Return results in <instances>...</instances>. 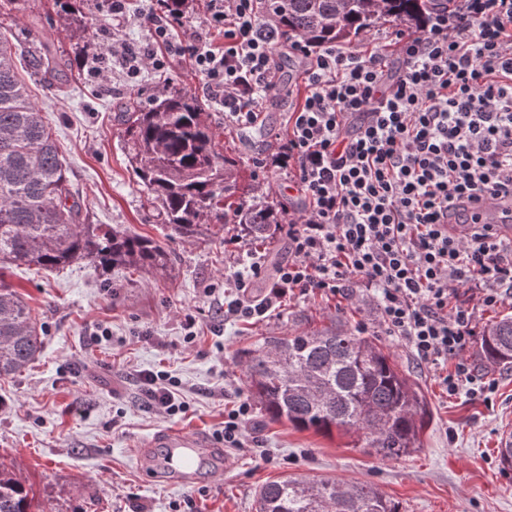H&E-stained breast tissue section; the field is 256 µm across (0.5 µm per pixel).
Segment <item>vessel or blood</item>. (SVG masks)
<instances>
[{
  "label": "vessel or blood",
  "instance_id": "b4317fda",
  "mask_svg": "<svg viewBox=\"0 0 512 512\" xmlns=\"http://www.w3.org/2000/svg\"><path fill=\"white\" fill-rule=\"evenodd\" d=\"M216 454V448L202 435L175 428L158 430L135 451L139 469L162 472L170 481L185 487L203 478L215 479L221 473Z\"/></svg>",
  "mask_w": 512,
  "mask_h": 512
}]
</instances>
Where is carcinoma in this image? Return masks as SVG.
I'll list each match as a JSON object with an SVG mask.
<instances>
[{
    "instance_id": "1",
    "label": "carcinoma",
    "mask_w": 512,
    "mask_h": 512,
    "mask_svg": "<svg viewBox=\"0 0 512 512\" xmlns=\"http://www.w3.org/2000/svg\"><path fill=\"white\" fill-rule=\"evenodd\" d=\"M438 0H258L272 18L276 42L302 38L314 46L358 39L381 21L415 26ZM70 37L87 22L69 5ZM43 85L61 88L72 71L62 56L40 47L25 59ZM134 173L172 234L200 238L214 226L240 224L266 240L288 222L286 209L250 186L236 164L216 150L215 133L198 98L165 91L152 105H128L120 116ZM87 260L109 273L118 267L162 274L170 254L152 238L106 224H88L71 189L63 151L19 78L14 52L0 36V275L13 266L63 269ZM43 332L23 297L0 279V377L16 375L40 353ZM486 363L512 367V316L480 335ZM235 363L272 422L330 434H357L361 447L383 459L418 450L429 406L411 374L386 347L334 323L263 336L240 349ZM26 481L0 464V512H60L34 502ZM256 512H399L378 488L336 479L288 476L262 485Z\"/></svg>"
}]
</instances>
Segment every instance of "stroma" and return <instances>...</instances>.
Returning a JSON list of instances; mask_svg holds the SVG:
<instances>
[{
	"mask_svg": "<svg viewBox=\"0 0 512 512\" xmlns=\"http://www.w3.org/2000/svg\"><path fill=\"white\" fill-rule=\"evenodd\" d=\"M54 0H0V30L17 47L47 44L79 72L62 89L30 82L31 94L61 143L70 177L92 224L117 225L160 241L172 259L166 273L133 269L102 274L79 261L60 271L15 267L4 280L28 302L44 332L39 357L0 379V464L27 478L37 497L63 512H256V493L286 475L369 483L399 512H512V478L499 470L498 448L512 433V369L484 366L477 344L463 355L475 373L494 379L487 395L442 394L433 370L419 365L405 343L386 335L376 306L361 288L351 298L308 294L284 298L265 316L228 319L224 301L236 296L226 277L251 262L266 272L288 254L284 235L263 245L225 225L212 237L168 236L131 169L117 116L121 102L148 104L165 87L198 94L189 62L141 71L128 81L113 58L112 33L90 27L71 39ZM100 55V80L80 70L81 57ZM297 103L304 90L296 61L282 63ZM286 105L267 107L251 128L226 125L209 109L219 151L238 165L241 182L256 178L279 203L298 210L288 189V160L280 146ZM338 320L378 339L424 390L432 420L419 451L384 460L357 445L355 433L324 435L269 421L253 410L243 445L225 447L224 414L249 398L236 352L258 337ZM106 326L111 339L95 336ZM194 339H187V332ZM164 371L181 381L183 413L167 416L147 401L140 373ZM208 436L228 459L208 486L171 487L136 469L132 450L159 429Z\"/></svg>",
	"mask_w": 512,
	"mask_h": 512,
	"instance_id": "35a3bbf8",
	"label": "stroma"
}]
</instances>
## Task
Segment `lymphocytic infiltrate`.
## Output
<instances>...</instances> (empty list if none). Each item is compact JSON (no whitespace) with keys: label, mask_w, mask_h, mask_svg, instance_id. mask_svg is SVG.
I'll return each instance as SVG.
<instances>
[{"label":"lymphocytic infiltrate","mask_w":512,"mask_h":512,"mask_svg":"<svg viewBox=\"0 0 512 512\" xmlns=\"http://www.w3.org/2000/svg\"><path fill=\"white\" fill-rule=\"evenodd\" d=\"M129 0H100L111 25L112 54L137 77L187 60L201 92L236 128L255 125L281 97L277 60L301 62L305 94L285 119L293 168L288 181L305 212L281 230L288 256L266 297L247 293L259 263L235 272L239 295L226 318L265 315L289 295H347L363 284L388 335L440 374L447 396L493 392L462 356L475 333V308L512 300V237L498 225L470 223L469 206L512 200V0H459L424 26L397 31L398 52L298 39L273 42L272 20L256 0H208L199 25L149 5L138 19L148 42L132 49L120 36ZM223 45H215V36ZM456 212L468 227L449 232ZM454 372H445L448 361ZM152 405L170 416L185 409L178 383L163 372L141 376Z\"/></svg>","instance_id":"f902f5d3"}]
</instances>
